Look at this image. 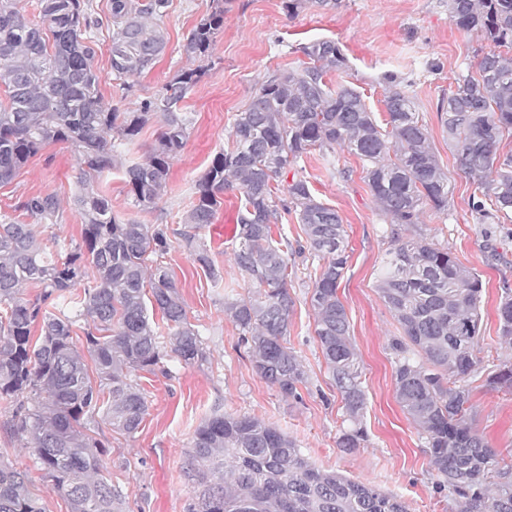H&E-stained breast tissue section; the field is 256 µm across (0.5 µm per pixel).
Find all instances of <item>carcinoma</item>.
Here are the masks:
<instances>
[{
    "label": "carcinoma",
    "instance_id": "carcinoma-1",
    "mask_svg": "<svg viewBox=\"0 0 512 512\" xmlns=\"http://www.w3.org/2000/svg\"><path fill=\"white\" fill-rule=\"evenodd\" d=\"M311 2L332 10L338 0H288L294 13ZM168 0H110L111 72L123 90L151 69L166 38L158 20ZM42 24L0 0V186L8 185L29 157L50 143H68L80 161L72 198L82 219L81 242L42 243L32 224L0 218V398L22 397L9 427L29 438L41 470L67 499L69 512H123L121 490L102 464V444L92 433L106 424L131 437L147 401L132 376L166 372L175 357L186 365L206 359L188 322L177 283L159 262L166 233L112 215L99 190L102 174L118 163V146L130 150L150 117L162 116L158 147L125 168L134 205L152 210L167 193L170 160L182 149L189 125L181 103L203 67L176 74L136 112L104 101L93 66V30L102 24L91 0H38ZM450 19L477 32L490 49L458 74L438 102L448 143L460 170L472 180V209L486 218L512 213V154H502L512 133V0H448ZM224 26V0L200 19L184 45L193 59L208 55ZM506 51H500V48ZM298 67L261 80L237 115L232 147L221 152L196 184V198L178 232L211 286L223 277L194 230L211 224L221 195L240 194L234 238L235 264L255 296L226 303L241 331L255 372L286 397H300L307 375L288 346L292 300L288 250L274 238L278 210L294 215L308 252L325 260L314 273V334L339 392L348 425L340 448L367 441L362 426L365 393L337 294L348 264V243L338 211L311 193L303 156L347 149L362 163L371 195L390 218L393 245L376 288L401 328L391 342L395 396L426 435L438 487L458 512H512V463L489 447L471 416L469 379L512 389V361L493 368L475 354L481 330L480 275L444 247L404 226L419 223L422 206L448 210L453 191L427 127L406 91L384 96L388 119L378 124L363 95L326 77L348 68L333 40L313 41ZM292 180L286 181L287 174ZM283 197L273 198V186ZM14 209L46 224L60 221L56 192L27 196ZM83 291H77L78 286ZM39 289L33 299L26 287ZM161 313V321L154 312ZM499 338L512 345V290L498 306ZM83 322L86 354L73 342ZM187 474L197 485L187 512H408L406 503L374 487L310 464L295 442L255 417L214 415L196 431ZM0 512H45L28 490L27 475L0 460Z\"/></svg>",
    "mask_w": 512,
    "mask_h": 512
}]
</instances>
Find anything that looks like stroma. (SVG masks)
<instances>
[{
	"mask_svg": "<svg viewBox=\"0 0 512 512\" xmlns=\"http://www.w3.org/2000/svg\"><path fill=\"white\" fill-rule=\"evenodd\" d=\"M214 8L212 0H170L159 24L167 46L154 67L131 90L120 89L110 72L111 33L96 31L94 67L106 101L123 112L136 111L141 100L158 94L180 70L204 65L205 74L185 101L192 124L182 151L171 160L169 190L155 210L134 206L123 167L143 161L155 148L163 129L151 117L122 167L104 172L100 186L121 221L150 224L166 231L171 246L163 264L175 279L189 322L207 352L206 362L167 363L168 373L143 375L139 383L147 412L137 434L128 437L103 427V461L112 482L125 496V512H186L196 486L185 475L186 453L197 428L216 414L249 415L278 428L296 443L309 461L323 471L339 472L403 500L409 512H456L449 491L437 488L438 476L426 439L395 398L394 356L390 343L400 330L381 299L375 281L391 244V226L378 209L363 179L360 161L348 152L335 153L326 164L311 153L299 165L313 195L341 215L350 255L338 288L350 335L362 372L366 397L363 447L344 450L336 445L343 426L341 397L329 376L314 336L310 297L314 256L293 254L295 274L288 292L293 300L288 342L300 356L308 375L299 398H286L254 371L241 335L224 312L225 302L247 297L248 288L233 262L237 243L234 219L237 200L224 195L213 223L197 232L216 265L222 269L221 289L211 287L199 265L184 248L178 231L182 214L194 199L198 179L214 157L232 144L235 118L269 72L295 68L303 61L301 46L331 39L344 50L346 71L331 74L335 85L363 93L378 121H385L386 75L398 77L413 97L419 118L430 133L432 148L448 174L453 199L448 211L424 206L411 231L447 247L482 278L481 332L476 355L485 365L512 360V347L498 337V305L504 289H512V247L491 259L489 248L512 234V221L482 218L470 205L473 187L461 171L440 120L437 102L455 75L473 63L483 42L477 33H464L450 19L448 0H340L332 10L306 6L288 12L286 0H224V26L204 62L183 50L201 18ZM349 169L342 177L340 169ZM78 156L65 143L47 145L31 156L15 179L0 188V215H13V206L27 195L58 192L66 206L63 221L54 226L59 242L81 238L79 215L67 203L77 189ZM475 426L503 457L512 458V390L475 388L471 396ZM18 402L0 398V459L24 470L28 488L45 512H69L66 500L45 478L24 437L7 426Z\"/></svg>",
	"mask_w": 512,
	"mask_h": 512,
	"instance_id": "1",
	"label": "stroma"
}]
</instances>
